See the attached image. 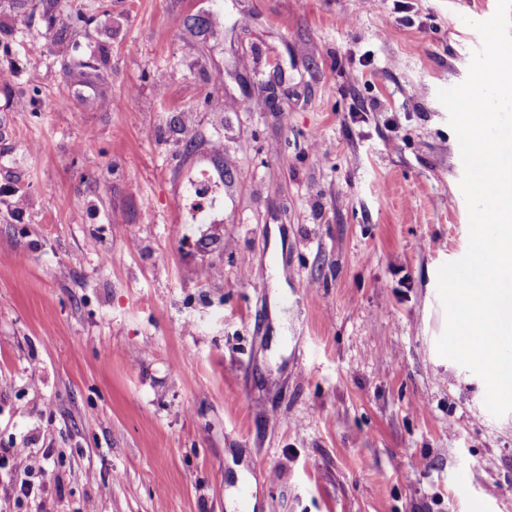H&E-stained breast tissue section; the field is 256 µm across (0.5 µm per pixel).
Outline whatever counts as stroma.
Segmentation results:
<instances>
[{"mask_svg":"<svg viewBox=\"0 0 512 512\" xmlns=\"http://www.w3.org/2000/svg\"><path fill=\"white\" fill-rule=\"evenodd\" d=\"M496 8L0 0V512H512V412L437 352V92ZM194 186H206L208 190L209 197H203V198H193L191 195L188 197L186 209L190 216H192L195 213L194 207H196V211L199 210L203 211L206 209V206L212 202L214 199H216V196L221 194L220 186L218 182H216L213 177L210 175V173L207 170H202L199 174V176L196 179H193ZM214 198V199H213Z\"/></svg>","mask_w":512,"mask_h":512,"instance_id":"obj_1","label":"stroma"}]
</instances>
